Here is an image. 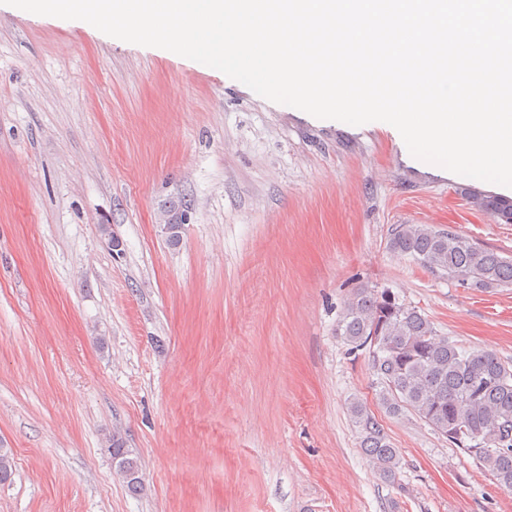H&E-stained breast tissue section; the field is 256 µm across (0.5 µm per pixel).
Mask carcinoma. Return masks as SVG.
I'll return each instance as SVG.
<instances>
[{
    "instance_id": "carcinoma-1",
    "label": "carcinoma",
    "mask_w": 512,
    "mask_h": 512,
    "mask_svg": "<svg viewBox=\"0 0 512 512\" xmlns=\"http://www.w3.org/2000/svg\"><path fill=\"white\" fill-rule=\"evenodd\" d=\"M461 192L477 208L502 224H512V198ZM168 241L180 242L183 213L171 202L164 208ZM389 249L408 256L431 273L480 290L512 284V259L482 248L451 231L426 224H400ZM340 336L354 348L369 350L378 380L379 404L391 415L411 413L448 442L476 455L481 466L505 491H512V367L495 353L465 349L438 334L419 310L394 293L363 285L353 292L338 320ZM350 415L360 448L384 477L396 476L400 454L384 428L362 403ZM128 472H140L122 438L112 434L106 448Z\"/></svg>"
}]
</instances>
